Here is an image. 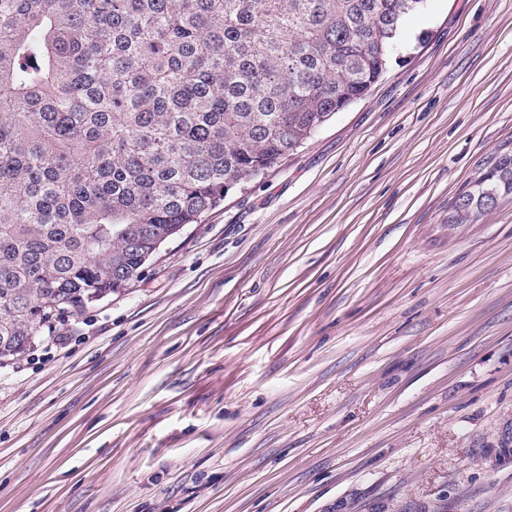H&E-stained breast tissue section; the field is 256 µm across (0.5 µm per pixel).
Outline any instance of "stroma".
<instances>
[{
  "label": "stroma",
  "mask_w": 512,
  "mask_h": 512,
  "mask_svg": "<svg viewBox=\"0 0 512 512\" xmlns=\"http://www.w3.org/2000/svg\"><path fill=\"white\" fill-rule=\"evenodd\" d=\"M512 0L388 69L126 290L0 365V512H512ZM478 172L472 185L451 204L448 221L472 224L488 211L512 199V153L496 152Z\"/></svg>",
  "instance_id": "1"
}]
</instances>
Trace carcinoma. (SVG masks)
Instances as JSON below:
<instances>
[{
	"instance_id": "cac0c4a2",
	"label": "carcinoma",
	"mask_w": 512,
	"mask_h": 512,
	"mask_svg": "<svg viewBox=\"0 0 512 512\" xmlns=\"http://www.w3.org/2000/svg\"><path fill=\"white\" fill-rule=\"evenodd\" d=\"M423 0H0V364L294 153ZM512 199L497 152L451 204Z\"/></svg>"
}]
</instances>
